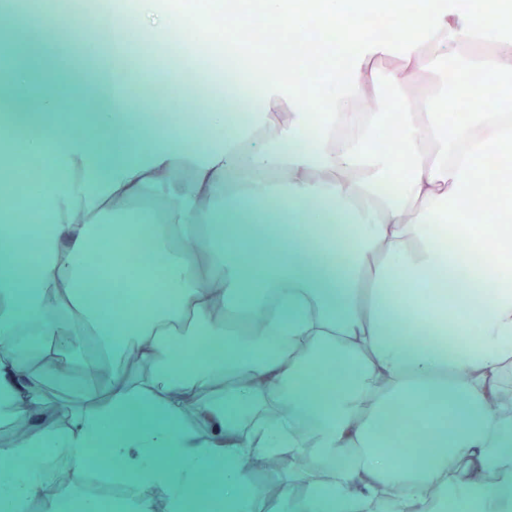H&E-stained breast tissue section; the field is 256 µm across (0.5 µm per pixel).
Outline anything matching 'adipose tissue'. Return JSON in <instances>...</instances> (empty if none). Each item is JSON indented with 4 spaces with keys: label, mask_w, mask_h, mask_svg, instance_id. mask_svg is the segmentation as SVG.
<instances>
[{
    "label": "adipose tissue",
    "mask_w": 512,
    "mask_h": 512,
    "mask_svg": "<svg viewBox=\"0 0 512 512\" xmlns=\"http://www.w3.org/2000/svg\"><path fill=\"white\" fill-rule=\"evenodd\" d=\"M304 15L339 63L247 45ZM18 24L71 29L52 0ZM154 34L192 35L231 76L206 132L126 97L127 49ZM112 47L93 125L60 119L49 81L23 138L0 113V184L12 155L40 161L36 199L0 203L35 215L0 234V415L32 422L0 459L41 462L0 471V512L44 499L61 452L135 512L216 490L224 512H512V402L488 412L512 359V0H113ZM440 59L462 63L444 95L390 96ZM151 194L149 223H112ZM87 336V371L133 347L153 376L113 365L107 402L58 413L39 378ZM278 406L294 421H266ZM306 451L333 481L273 492L241 464Z\"/></svg>",
    "instance_id": "ef3b65f1"
}]
</instances>
